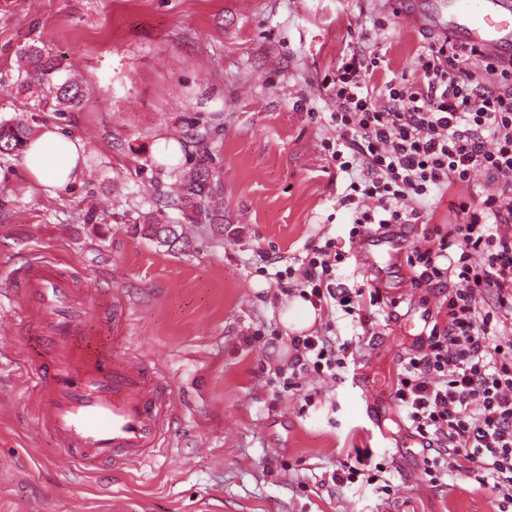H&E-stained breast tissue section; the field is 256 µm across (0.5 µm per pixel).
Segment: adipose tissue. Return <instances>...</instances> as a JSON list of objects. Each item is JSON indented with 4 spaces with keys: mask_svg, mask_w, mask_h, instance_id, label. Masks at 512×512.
Returning <instances> with one entry per match:
<instances>
[{
    "mask_svg": "<svg viewBox=\"0 0 512 512\" xmlns=\"http://www.w3.org/2000/svg\"><path fill=\"white\" fill-rule=\"evenodd\" d=\"M13 167L49 195L79 184L84 176L85 146L80 138L54 125L40 126L12 159Z\"/></svg>",
    "mask_w": 512,
    "mask_h": 512,
    "instance_id": "1",
    "label": "adipose tissue"
}]
</instances>
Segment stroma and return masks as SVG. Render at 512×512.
Returning <instances> with one entry per match:
<instances>
[{"label": "stroma", "mask_w": 512, "mask_h": 512, "mask_svg": "<svg viewBox=\"0 0 512 512\" xmlns=\"http://www.w3.org/2000/svg\"><path fill=\"white\" fill-rule=\"evenodd\" d=\"M439 0H0V124L59 126L85 144L82 184L49 196L0 152V293L30 255L73 264L83 287L123 291L132 305L116 357L156 361L177 406L166 446L145 466L71 465L33 411L23 378L33 347L0 333V512H384L416 498L420 512H499L491 478L425 473L429 451L399 407L371 424L357 374L394 376L414 350L403 320L436 315L446 291L418 287L405 258L385 265L397 306L375 318L345 380L309 376L283 390L271 367L292 336L276 274H302L310 247L333 238L349 257L341 283L370 268L338 199L351 182L324 151L335 138L336 65L349 52L380 57L370 82L419 80L418 56L436 33L414 8ZM48 50L50 84L77 73L84 96L56 111L23 91L24 48ZM178 141L181 163L154 154ZM210 170L212 199L174 201L184 176ZM484 176L434 194L408 247L427 248L423 224L454 223L460 196L485 197ZM183 224L185 249L147 236L148 222ZM313 405H306V395ZM368 448L389 490L339 486L347 452Z\"/></svg>", "instance_id": "obj_1"}]
</instances>
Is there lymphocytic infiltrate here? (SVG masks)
<instances>
[{"instance_id": "lymphocytic-infiltrate-1", "label": "lymphocytic infiltrate", "mask_w": 512, "mask_h": 512, "mask_svg": "<svg viewBox=\"0 0 512 512\" xmlns=\"http://www.w3.org/2000/svg\"><path fill=\"white\" fill-rule=\"evenodd\" d=\"M464 56L479 58L484 78L460 67ZM379 64L357 52L343 58L330 115L336 137L323 144L338 170L358 165L367 172L339 199L358 209L350 237L372 223H418L417 205L431 192L476 174L494 187L478 203H456L448 229L424 228L430 248L406 257L414 283L447 289L448 301L444 324H433L403 359L391 395L423 449L434 453L426 475L485 465L494 489L512 503V345L497 340L495 325L512 315V58L430 44L418 57L420 81L388 85L381 103L367 81ZM368 200L375 209L365 208ZM344 258L331 239L312 248L299 292L316 310H340L366 330L380 290L368 280L354 288L337 282ZM356 346V339L318 332L292 337L291 355L275 376L286 389L297 374L339 379Z\"/></svg>"}]
</instances>
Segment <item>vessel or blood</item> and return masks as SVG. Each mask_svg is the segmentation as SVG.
<instances>
[{"mask_svg": "<svg viewBox=\"0 0 512 512\" xmlns=\"http://www.w3.org/2000/svg\"><path fill=\"white\" fill-rule=\"evenodd\" d=\"M445 6L447 15L432 24L448 41L462 37L492 55L512 44V0H446ZM401 245L397 234H379L362 251L372 260L391 258ZM14 281L7 300L15 316L1 320L0 331L24 326L39 348L38 360L26 367L32 409L64 456L78 465L99 458L122 467L151 458L163 444L176 397L157 367L112 357V338L125 333V294L111 292L116 318L111 329L98 331L97 302L80 286L74 265L34 256Z\"/></svg>", "mask_w": 512, "mask_h": 512, "instance_id": "obj_1", "label": "vessel or blood"}]
</instances>
